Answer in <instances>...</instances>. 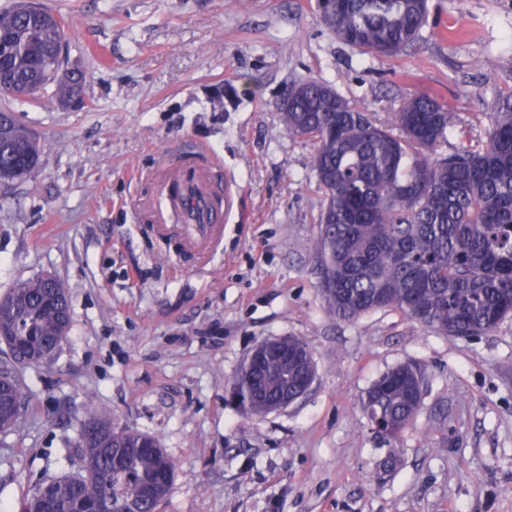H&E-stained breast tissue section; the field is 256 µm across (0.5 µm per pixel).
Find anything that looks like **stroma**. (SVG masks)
I'll use <instances>...</instances> for the list:
<instances>
[{
    "label": "stroma",
    "mask_w": 512,
    "mask_h": 512,
    "mask_svg": "<svg viewBox=\"0 0 512 512\" xmlns=\"http://www.w3.org/2000/svg\"><path fill=\"white\" fill-rule=\"evenodd\" d=\"M65 16L79 99L14 100L43 162L0 182V297L50 274L70 325L53 359L18 375L25 407L0 433V506L78 474L84 420L159 439L175 463L160 512H512V318L451 339L391 309L344 321L316 264L324 195L313 142L288 135L279 102L316 79L383 121L418 94L466 125L437 153L484 144L512 94V0H428L420 40L393 57L338 40L316 0H38ZM497 67H478L479 59ZM223 96L224 109H213ZM187 141L232 183L237 207L214 250L160 231L157 176ZM295 336L311 389L248 417L227 382L259 341ZM402 364L425 384L417 421L375 433L361 409ZM395 454L388 473L378 463Z\"/></svg>",
    "instance_id": "obj_1"
}]
</instances>
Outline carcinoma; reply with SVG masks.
Here are the masks:
<instances>
[{"label": "carcinoma", "mask_w": 512, "mask_h": 512, "mask_svg": "<svg viewBox=\"0 0 512 512\" xmlns=\"http://www.w3.org/2000/svg\"><path fill=\"white\" fill-rule=\"evenodd\" d=\"M325 28L367 53L390 57L418 40L427 0H333L317 3ZM62 16L15 0L0 9V95L50 92L66 104L79 97L83 76L50 77L62 66ZM282 111L289 134L315 145L311 168L324 192L317 241L319 287L334 316L354 320L392 309L413 323L451 338L481 336L512 317V95L496 101L492 128L479 150L447 157L437 147L464 123L461 114L432 96L417 95L396 113L393 129L372 121L336 89L315 79L296 82ZM41 164L35 136L0 108V180H25ZM69 309L57 280L36 277L12 289L0 308L12 363L26 365L35 345L59 346ZM307 344L288 337L284 354H271L258 378L268 397L293 393L305 378L297 353ZM421 369L394 368L373 383L363 411L376 430L397 438L414 424L413 402ZM252 375L237 370L229 391L251 416ZM120 451L86 437L83 470L43 483L20 512H85L103 500L112 512L128 502L151 512L145 487L165 497L175 465L151 435L124 432Z\"/></svg>", "instance_id": "obj_1"}]
</instances>
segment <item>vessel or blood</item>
Returning <instances> with one entry per match:
<instances>
[{
	"mask_svg": "<svg viewBox=\"0 0 512 512\" xmlns=\"http://www.w3.org/2000/svg\"><path fill=\"white\" fill-rule=\"evenodd\" d=\"M201 159V151L189 143L167 163L168 168L177 173L175 205L184 209L186 217L185 224L179 225L178 230L191 246L218 241L234 207L231 191L210 181L199 167Z\"/></svg>",
	"mask_w": 512,
	"mask_h": 512,
	"instance_id": "b4317fda",
	"label": "vessel or blood"
}]
</instances>
